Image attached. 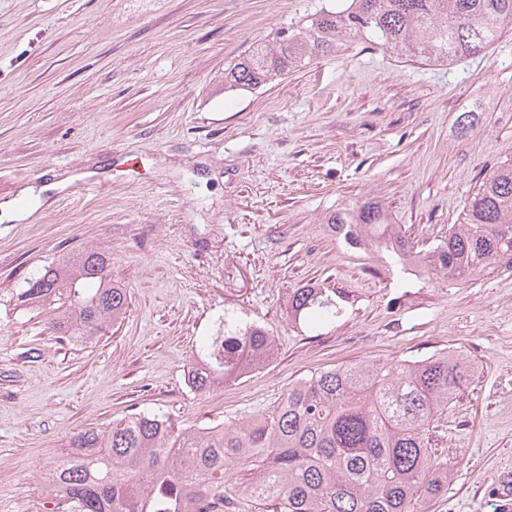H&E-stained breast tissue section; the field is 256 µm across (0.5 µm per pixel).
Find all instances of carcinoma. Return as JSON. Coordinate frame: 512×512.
<instances>
[{
	"label": "carcinoma",
	"mask_w": 512,
	"mask_h": 512,
	"mask_svg": "<svg viewBox=\"0 0 512 512\" xmlns=\"http://www.w3.org/2000/svg\"><path fill=\"white\" fill-rule=\"evenodd\" d=\"M512 31V0H333L297 28L280 30L224 69V93L253 92L318 57L357 42L410 60L444 64L476 56ZM351 249L466 280L512 258V158L466 198L461 221L418 251L380 205L366 200L329 214ZM112 254L90 246L25 279L16 307L49 314L59 338L101 337L125 314L127 288L112 280ZM324 288L296 289L288 315L336 317ZM276 356L269 332L224 315V333L201 337L188 383L206 395ZM471 376L456 352L396 365L359 362L293 384L265 414L191 432L170 416L133 413L74 434L75 452L51 473L56 512H224L229 473L252 471L250 496L277 512H424L451 470L434 456L430 428Z\"/></svg>",
	"instance_id": "1"
}]
</instances>
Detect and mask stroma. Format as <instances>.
<instances>
[{
    "mask_svg": "<svg viewBox=\"0 0 512 512\" xmlns=\"http://www.w3.org/2000/svg\"><path fill=\"white\" fill-rule=\"evenodd\" d=\"M325 2L0 0V202L29 213L0 212V512H54L45 475L80 430L139 411L236 424L313 373L448 351L473 372L435 419L453 474L426 512H512V263L409 278L324 222L371 199L415 246L447 234L512 156V34L446 65L359 42L224 94L231 61ZM91 244L127 312L63 343L12 295ZM306 285L335 319L288 317ZM228 312L266 326L277 357L202 397L188 369Z\"/></svg>",
    "mask_w": 512,
    "mask_h": 512,
    "instance_id": "1",
    "label": "stroma"
}]
</instances>
